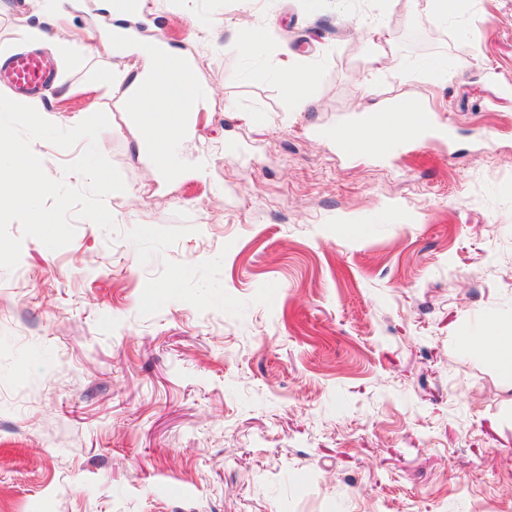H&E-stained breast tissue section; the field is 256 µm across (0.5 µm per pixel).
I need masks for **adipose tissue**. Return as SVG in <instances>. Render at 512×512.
Here are the masks:
<instances>
[{"instance_id": "ef3b65f1", "label": "adipose tissue", "mask_w": 512, "mask_h": 512, "mask_svg": "<svg viewBox=\"0 0 512 512\" xmlns=\"http://www.w3.org/2000/svg\"><path fill=\"white\" fill-rule=\"evenodd\" d=\"M169 64L158 68L152 59L142 65H128L117 72L115 79L123 85L126 110L141 132L140 149L148 151L160 172L171 167L169 145L171 130L189 133L200 103L205 102L204 88L198 78V68L184 53L169 50ZM277 79L286 98L297 108L311 104V92L318 81L314 70L283 63ZM427 101L413 97L404 89L366 108L358 126L345 133L347 147L363 148L368 123L385 120L392 124L396 136L413 132V113L429 111Z\"/></svg>"}]
</instances>
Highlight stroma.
I'll list each match as a JSON object with an SVG mask.
<instances>
[{"mask_svg":"<svg viewBox=\"0 0 512 512\" xmlns=\"http://www.w3.org/2000/svg\"><path fill=\"white\" fill-rule=\"evenodd\" d=\"M145 0L133 26L187 51L211 99L155 172L117 111L126 57L84 0L47 26L50 120L95 112L126 190L119 235L22 238L0 270V512H512V378L478 339L512 332V0ZM29 0L0 8L24 51ZM265 30L261 59L244 25ZM385 26L388 69L368 32ZM314 67L309 108L277 88ZM436 134L383 157L329 135L392 85ZM193 233L141 265L123 231Z\"/></svg>","mask_w":512,"mask_h":512,"instance_id":"stroma-1","label":"stroma"}]
</instances>
